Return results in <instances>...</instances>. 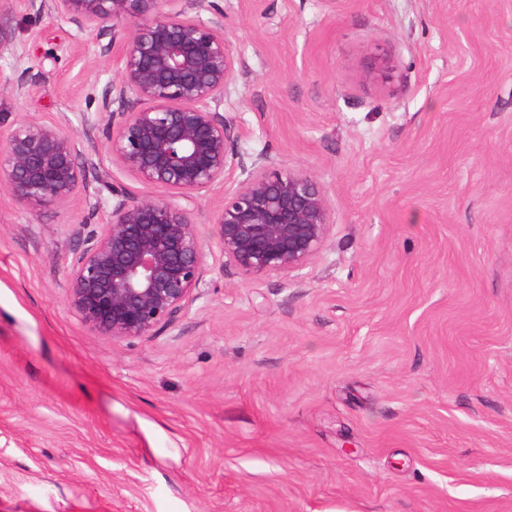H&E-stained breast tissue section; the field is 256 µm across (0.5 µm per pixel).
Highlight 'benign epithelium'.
Masks as SVG:
<instances>
[{
	"label": "benign epithelium",
	"mask_w": 512,
	"mask_h": 512,
	"mask_svg": "<svg viewBox=\"0 0 512 512\" xmlns=\"http://www.w3.org/2000/svg\"><path fill=\"white\" fill-rule=\"evenodd\" d=\"M109 44L117 73L97 116L111 164L163 190L136 195L101 174L89 179L77 141L58 123L23 117L0 131V186L26 208L82 198L105 224L90 234L70 278V306L112 340L155 336L205 284L207 254L195 229L202 193L224 186L235 139L219 106L236 79L217 0H25ZM243 179L214 211L220 249L246 275L289 274L324 246L328 198L312 177L239 163ZM108 191L110 200L102 199Z\"/></svg>",
	"instance_id": "7a95c632"
}]
</instances>
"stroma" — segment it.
Instances as JSON below:
<instances>
[{"instance_id": "obj_1", "label": "stroma", "mask_w": 512, "mask_h": 512, "mask_svg": "<svg viewBox=\"0 0 512 512\" xmlns=\"http://www.w3.org/2000/svg\"><path fill=\"white\" fill-rule=\"evenodd\" d=\"M245 164L310 175L332 226L243 274L204 192L206 283L157 336L69 306L103 215L0 187V512H512V0H220ZM107 42L0 0V125L85 129ZM27 82L25 97L11 89Z\"/></svg>"}]
</instances>
